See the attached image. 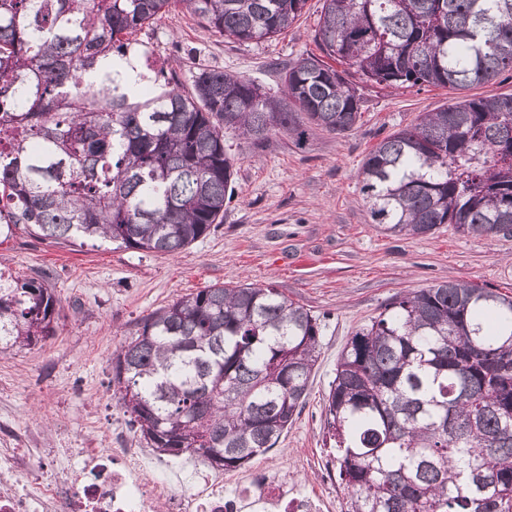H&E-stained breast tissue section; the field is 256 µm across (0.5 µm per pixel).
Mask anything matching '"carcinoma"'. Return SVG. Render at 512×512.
Here are the masks:
<instances>
[{"mask_svg": "<svg viewBox=\"0 0 512 512\" xmlns=\"http://www.w3.org/2000/svg\"><path fill=\"white\" fill-rule=\"evenodd\" d=\"M306 2L0 0V239L21 227L174 256L224 221V132L351 131L354 75L466 88L512 70V0H323L315 40L343 69L301 58L281 99L214 69L186 86L133 38L182 5L223 37L268 41ZM100 57L111 71L85 83ZM359 183L387 232L511 234L512 95L419 115L368 152ZM57 305L0 269V355L54 335ZM322 323L271 285H211L115 350V396L158 454L240 468L301 414ZM323 430L346 512H512V297L468 281L393 297L338 354Z\"/></svg>", "mask_w": 512, "mask_h": 512, "instance_id": "obj_1", "label": "carcinoma"}]
</instances>
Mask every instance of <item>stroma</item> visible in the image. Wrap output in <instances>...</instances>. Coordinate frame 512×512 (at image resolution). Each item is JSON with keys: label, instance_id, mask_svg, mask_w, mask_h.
Masks as SVG:
<instances>
[{"label": "stroma", "instance_id": "35a3bbf8", "mask_svg": "<svg viewBox=\"0 0 512 512\" xmlns=\"http://www.w3.org/2000/svg\"><path fill=\"white\" fill-rule=\"evenodd\" d=\"M323 0L269 41L239 43L183 8L141 32L159 61L189 82L216 69L277 93L281 71L319 55L314 40ZM356 129L309 128L304 140L282 133L263 145L226 133L235 159L233 199L224 221L176 256L111 243H56L24 230L0 244V268L35 278L59 300L54 336L0 355V448H141L145 442L113 394L112 354L142 319L215 283L273 285L326 318L306 406L263 461L285 464L307 490L322 491L328 512H344L347 490L322 431L325 395L348 339L395 295L466 280L512 296V235L467 236L444 224L423 237L373 224L358 171L369 150L423 112L467 97L512 95V73L469 87L359 86Z\"/></svg>", "mask_w": 512, "mask_h": 512}]
</instances>
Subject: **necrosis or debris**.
<instances>
[{"mask_svg": "<svg viewBox=\"0 0 512 512\" xmlns=\"http://www.w3.org/2000/svg\"><path fill=\"white\" fill-rule=\"evenodd\" d=\"M61 462L82 473L62 483L44 473L37 448H0L1 472H25L17 487L0 488V512H323L325 505L270 466L225 488L206 467L187 476L152 479L151 457L139 448H66Z\"/></svg>", "mask_w": 512, "mask_h": 512, "instance_id": "4bbe7bcc", "label": "necrosis or debris"}]
</instances>
